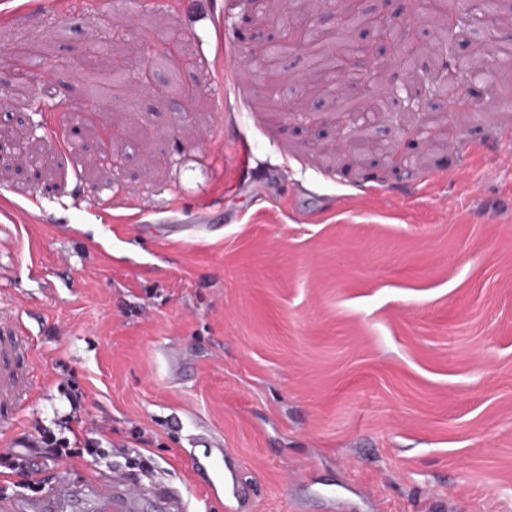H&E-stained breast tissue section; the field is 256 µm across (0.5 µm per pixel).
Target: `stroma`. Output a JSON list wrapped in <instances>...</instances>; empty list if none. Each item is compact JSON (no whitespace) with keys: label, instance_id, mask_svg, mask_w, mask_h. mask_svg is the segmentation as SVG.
I'll use <instances>...</instances> for the list:
<instances>
[{"label":"stroma","instance_id":"stroma-1","mask_svg":"<svg viewBox=\"0 0 512 512\" xmlns=\"http://www.w3.org/2000/svg\"><path fill=\"white\" fill-rule=\"evenodd\" d=\"M259 7L0 0V135L34 122L52 160L0 164V456L74 385L75 432L107 435L93 463L0 470V500L119 466L225 512L182 451L194 421L236 455L244 512H320V487L358 512H512V112L473 85L481 111L449 113L424 55L345 85L384 96L348 131L311 53L245 59L287 19ZM149 30L182 33L184 57L155 66L161 36L140 55ZM183 210L214 221L154 232Z\"/></svg>","mask_w":512,"mask_h":512}]
</instances>
